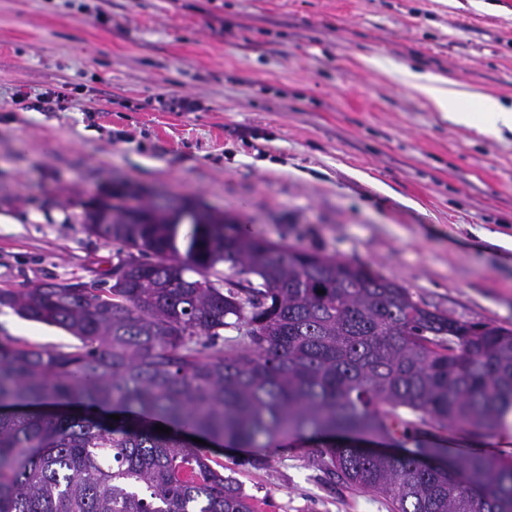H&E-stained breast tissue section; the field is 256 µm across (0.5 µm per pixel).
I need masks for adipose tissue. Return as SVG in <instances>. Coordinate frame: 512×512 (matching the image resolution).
<instances>
[{"label":"adipose tissue","instance_id":"adipose-tissue-1","mask_svg":"<svg viewBox=\"0 0 512 512\" xmlns=\"http://www.w3.org/2000/svg\"><path fill=\"white\" fill-rule=\"evenodd\" d=\"M410 85L426 94L444 113L445 117L463 124H475L478 118H485L493 129L512 130V107L501 105L497 100L485 98L474 100L473 96L449 86L447 80L423 81L414 70H407Z\"/></svg>","mask_w":512,"mask_h":512}]
</instances>
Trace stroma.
<instances>
[{
    "label": "stroma",
    "mask_w": 512,
    "mask_h": 512,
    "mask_svg": "<svg viewBox=\"0 0 512 512\" xmlns=\"http://www.w3.org/2000/svg\"><path fill=\"white\" fill-rule=\"evenodd\" d=\"M407 68L511 107L512 0H0V288L119 264L83 205L130 189L512 327V132L450 122ZM183 97L198 109H175ZM6 337L76 343L4 307ZM432 442L512 459V428ZM251 454L219 458L260 512H384L326 482L303 439L265 469Z\"/></svg>",
    "instance_id": "obj_1"
}]
</instances>
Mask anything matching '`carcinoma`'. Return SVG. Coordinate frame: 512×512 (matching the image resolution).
<instances>
[{
    "instance_id": "carcinoma-1",
    "label": "carcinoma",
    "mask_w": 512,
    "mask_h": 512,
    "mask_svg": "<svg viewBox=\"0 0 512 512\" xmlns=\"http://www.w3.org/2000/svg\"><path fill=\"white\" fill-rule=\"evenodd\" d=\"M133 196L83 220L138 250L125 282L73 297L53 282L0 288V308L79 341L0 339V512H259L213 447L291 435L388 512H512V461L443 460L419 439L391 457L347 443L507 428L512 327L432 311L366 266L187 203L134 216ZM228 328L237 337L218 343Z\"/></svg>"
}]
</instances>
